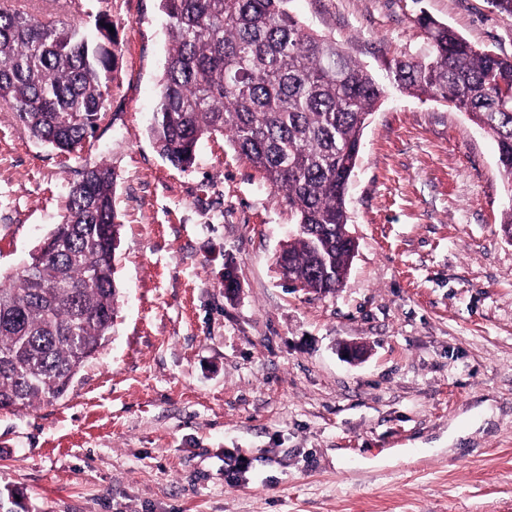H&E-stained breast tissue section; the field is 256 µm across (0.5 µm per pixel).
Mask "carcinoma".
Masks as SVG:
<instances>
[{
	"label": "carcinoma",
	"instance_id": "1",
	"mask_svg": "<svg viewBox=\"0 0 512 512\" xmlns=\"http://www.w3.org/2000/svg\"><path fill=\"white\" fill-rule=\"evenodd\" d=\"M290 0H160L169 52L151 133L173 166L193 165L198 144L226 135L269 185L283 191L301 228L275 258L299 287L330 293L352 263L346 199L368 117L388 85L436 96L467 112L496 141L512 184V56L479 49L426 13L421 56L385 62L377 79L336 39L317 35ZM94 24L43 20L0 0V101L32 137L81 152L105 112L116 45L102 13ZM114 173L90 167L67 194L62 220L25 266L0 276V410L64 398L109 338L121 225Z\"/></svg>",
	"mask_w": 512,
	"mask_h": 512
}]
</instances>
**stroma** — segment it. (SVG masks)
<instances>
[{
	"instance_id": "35a3bbf8",
	"label": "stroma",
	"mask_w": 512,
	"mask_h": 512,
	"mask_svg": "<svg viewBox=\"0 0 512 512\" xmlns=\"http://www.w3.org/2000/svg\"><path fill=\"white\" fill-rule=\"evenodd\" d=\"M94 8L119 71L90 145L60 154L0 103V273L59 223L84 169L108 163L117 318L63 399L0 410V496L14 512H512V185L493 139L390 89L349 187V277L295 289L275 257L296 217L229 139L203 140L185 171L153 143L159 0ZM288 8L374 69L420 52L422 11L512 56V16L489 0ZM348 342L366 356L340 358Z\"/></svg>"
}]
</instances>
